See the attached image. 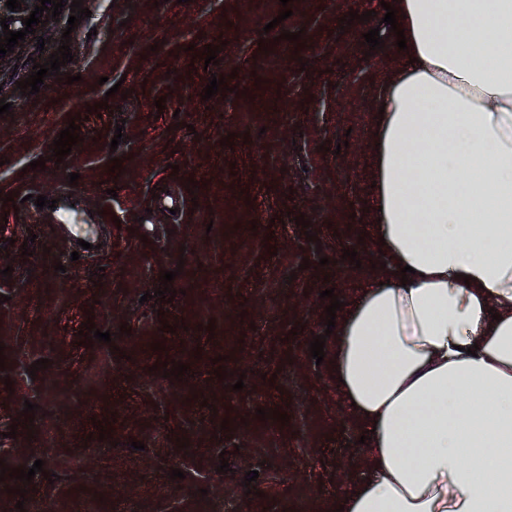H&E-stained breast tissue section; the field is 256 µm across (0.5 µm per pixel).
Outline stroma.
<instances>
[{"instance_id": "stroma-1", "label": "stroma", "mask_w": 512, "mask_h": 512, "mask_svg": "<svg viewBox=\"0 0 512 512\" xmlns=\"http://www.w3.org/2000/svg\"><path fill=\"white\" fill-rule=\"evenodd\" d=\"M83 5L91 16L71 34L73 60L39 93L15 86L33 58L57 50L68 14L48 23L45 47L31 41L0 62V99L12 105L0 118V192L29 209L38 195L55 202L31 224L0 203V272L13 270L11 279L0 275V461L29 468L43 460L28 496L41 512H86L98 493L100 512L129 504L135 512H336L373 470L360 460L363 430L328 363H316L308 347L327 328L326 288L352 303L384 261L366 237L375 221L372 134L381 89L404 63L385 10L344 28L340 19L358 0H291L283 21L286 7L269 0ZM374 28L384 42L375 50L364 39ZM286 31L301 32L304 46L280 56L276 38ZM208 44L220 47L219 64L202 60ZM220 74L227 91L204 98ZM116 83L127 97L108 95ZM269 83L278 90L273 112L242 123ZM103 101L108 109L88 114ZM73 121L81 143L51 162L54 140ZM230 133L233 146H223ZM42 156L44 169H30ZM293 209L310 229L287 221ZM58 215L100 249L72 260L69 236L49 225ZM31 234L33 253L22 255ZM352 248L355 266L343 257ZM97 270L98 287L89 279ZM164 270L176 274V295L155 311L142 297L160 288ZM90 319L110 343L80 346ZM124 324L130 334H120ZM190 339L201 359L186 360ZM41 358L50 367L32 371ZM166 361L189 362L182 380L164 377ZM28 402L54 433L50 450L27 435ZM260 408L289 421L259 420ZM99 420L109 439L95 438ZM182 437L188 449L178 447ZM136 440L144 449H133ZM223 460L229 472H218ZM175 468L183 478L171 479ZM253 470L257 481L244 485Z\"/></svg>"}]
</instances>
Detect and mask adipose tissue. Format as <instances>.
Masks as SVG:
<instances>
[{
  "label": "adipose tissue",
  "mask_w": 512,
  "mask_h": 512,
  "mask_svg": "<svg viewBox=\"0 0 512 512\" xmlns=\"http://www.w3.org/2000/svg\"><path fill=\"white\" fill-rule=\"evenodd\" d=\"M397 10L408 62L381 91L370 229L388 272L330 358L371 432L344 512H512V0Z\"/></svg>",
  "instance_id": "ef3b65f1"
}]
</instances>
